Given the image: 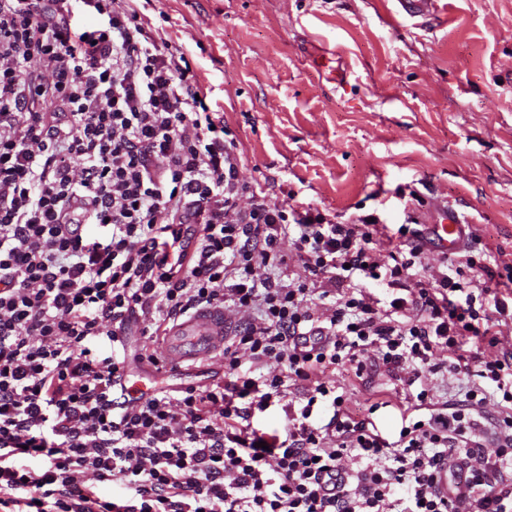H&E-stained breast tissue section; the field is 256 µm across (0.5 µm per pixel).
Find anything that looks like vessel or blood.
Here are the masks:
<instances>
[{
  "mask_svg": "<svg viewBox=\"0 0 512 512\" xmlns=\"http://www.w3.org/2000/svg\"><path fill=\"white\" fill-rule=\"evenodd\" d=\"M402 12L412 19H423L438 9L439 0H397ZM443 221L434 225L432 242L445 253L457 251L463 240V218L453 206L443 209ZM224 347V314L205 309L177 322L168 330L164 355L168 363L208 359Z\"/></svg>",
  "mask_w": 512,
  "mask_h": 512,
  "instance_id": "vessel-or-blood-1",
  "label": "vessel or blood"
}]
</instances>
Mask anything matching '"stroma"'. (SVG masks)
I'll return each instance as SVG.
<instances>
[{
  "label": "stroma",
  "instance_id": "1",
  "mask_svg": "<svg viewBox=\"0 0 512 512\" xmlns=\"http://www.w3.org/2000/svg\"><path fill=\"white\" fill-rule=\"evenodd\" d=\"M141 0L184 52L271 205L423 231L455 202L464 248L512 264V0ZM224 382L215 356L153 387ZM441 0H397L402 12L412 19H426L438 10Z\"/></svg>",
  "mask_w": 512,
  "mask_h": 512
}]
</instances>
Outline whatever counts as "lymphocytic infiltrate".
Masks as SVG:
<instances>
[{"instance_id": "f902f5d3", "label": "lymphocytic infiltrate", "mask_w": 512, "mask_h": 512, "mask_svg": "<svg viewBox=\"0 0 512 512\" xmlns=\"http://www.w3.org/2000/svg\"><path fill=\"white\" fill-rule=\"evenodd\" d=\"M203 93L135 0H0V512H512V349L494 330L512 265L491 286L472 255L428 276L408 225L381 240L367 217L268 205ZM203 308L235 322L227 383L115 397L129 325L159 338ZM379 364L411 394L393 442L380 402L351 407L327 378ZM440 373L476 382L442 402ZM293 386L284 436L255 427Z\"/></svg>"}]
</instances>
